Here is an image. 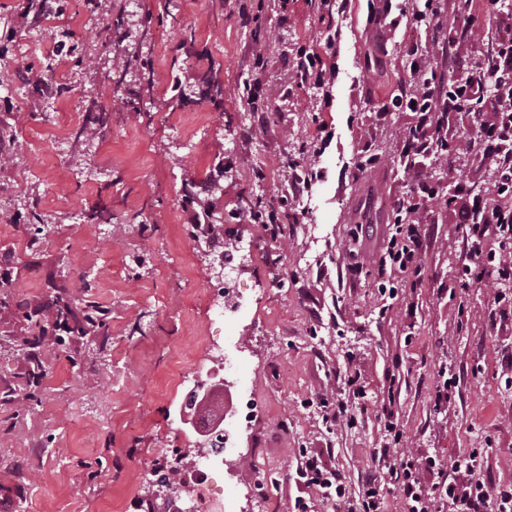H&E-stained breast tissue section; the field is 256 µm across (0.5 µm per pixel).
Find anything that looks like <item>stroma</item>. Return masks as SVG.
<instances>
[{"instance_id":"stroma-1","label":"stroma","mask_w":512,"mask_h":512,"mask_svg":"<svg viewBox=\"0 0 512 512\" xmlns=\"http://www.w3.org/2000/svg\"><path fill=\"white\" fill-rule=\"evenodd\" d=\"M369 6L350 0L330 24L312 0H264L244 23L238 0H0V113L25 115L0 129L14 155L0 169V251L13 270L0 288V392L28 366L15 351L31 335L17 304L77 299L88 283L112 312L108 335L36 348L44 376L30 407L0 401V512H163L147 490L151 468L196 437L174 373L206 375L211 350L226 348L239 351L236 379L256 411L237 441L244 455L196 490L205 512H234L245 495L273 512H292L299 497L314 512H345L298 481L305 450L336 471L351 503L374 473L383 512H405L370 457L390 442L391 422L410 457L447 462L478 448L493 489L512 487V277L472 265L448 204L477 166L466 143L476 129L453 114L448 132L465 142L418 164L442 192L421 204L420 274L381 272L394 205L413 197L399 154L416 116L378 108L396 94L407 45L433 50L434 33L407 20L378 32ZM75 44L91 66L74 65ZM302 47L335 67L329 89L299 85ZM254 48L272 120L238 94ZM117 50L149 58L152 83L133 65L114 88ZM206 71L221 95L201 81ZM101 110L108 128L75 145ZM323 128L332 140L319 151ZM303 148L319 175L275 240L251 219V203L291 189ZM378 148L385 159L359 167ZM198 199L222 220L225 245L253 248L233 320L207 311L213 273L189 221ZM96 206L110 224L87 223ZM33 208L48 224L36 241ZM445 369L456 384L440 405ZM328 408L337 420H324Z\"/></svg>"}]
</instances>
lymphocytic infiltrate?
I'll use <instances>...</instances> for the list:
<instances>
[{
  "label": "lymphocytic infiltrate",
  "mask_w": 512,
  "mask_h": 512,
  "mask_svg": "<svg viewBox=\"0 0 512 512\" xmlns=\"http://www.w3.org/2000/svg\"><path fill=\"white\" fill-rule=\"evenodd\" d=\"M403 17L430 27L437 34L447 30L454 19L452 13L442 8L440 0H425L421 7L411 2L402 8L397 7L395 0H378L372 20L394 28ZM491 31L497 35L492 45L493 68L479 77L454 80L429 66L427 59H416L410 72L417 75L418 82L407 99L413 104L417 122L404 135L402 152L423 157L432 151L448 154L456 146L446 132L449 113L470 112L476 116L480 137L476 149L482 157L492 158L497 167L496 193L500 202L487 206L482 197L473 193L469 183L461 182L457 185L453 212L456 224L466 228L474 258L487 259L506 270L512 268V253L484 251L483 241L489 236L512 240V204L506 201L512 195V14H501L496 0H488L484 20L465 25L460 41L476 43ZM488 81L498 89L490 100L483 96V86ZM424 235L417 221L397 227L387 247L392 267L415 268ZM371 457L386 462L387 472L399 485L408 512H443L447 507L453 512H512V489L491 493L481 477L478 451L446 466L436 458H427L426 468L440 477L438 483L430 486L416 477L414 461L393 449H373Z\"/></svg>",
  "instance_id": "1"
}]
</instances>
